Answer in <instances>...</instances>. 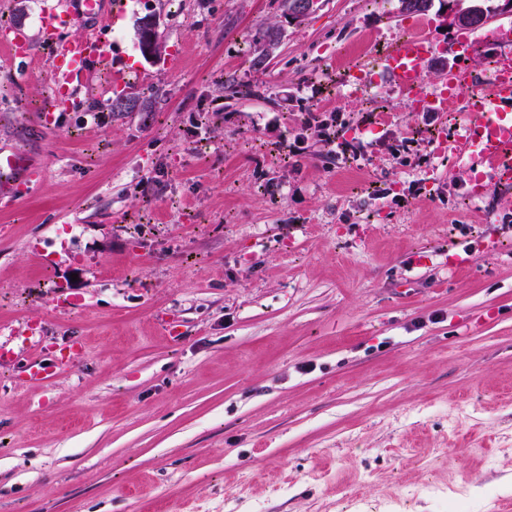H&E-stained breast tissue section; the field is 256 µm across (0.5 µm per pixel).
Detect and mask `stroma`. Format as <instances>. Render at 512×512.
<instances>
[{
	"instance_id": "1",
	"label": "stroma",
	"mask_w": 512,
	"mask_h": 512,
	"mask_svg": "<svg viewBox=\"0 0 512 512\" xmlns=\"http://www.w3.org/2000/svg\"><path fill=\"white\" fill-rule=\"evenodd\" d=\"M68 2L0 0L35 38L0 43V148L42 167L0 208V512H512V185L441 153L456 113L378 72L371 97L339 90L420 22L434 86L461 60L450 10L125 0L98 34L117 78L92 69L46 126L37 35ZM149 12L158 62L137 49ZM258 25L282 34L259 71ZM510 26L471 30L478 75ZM122 91L153 111L113 112ZM309 108L343 122L307 128ZM343 139L365 153L331 159ZM26 321L50 350L85 344L46 387Z\"/></svg>"
}]
</instances>
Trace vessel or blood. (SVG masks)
Returning <instances> with one entry per match:
<instances>
[{
    "label": "vessel or blood",
    "mask_w": 512,
    "mask_h": 512,
    "mask_svg": "<svg viewBox=\"0 0 512 512\" xmlns=\"http://www.w3.org/2000/svg\"><path fill=\"white\" fill-rule=\"evenodd\" d=\"M93 21L102 28L109 20L102 0H74L68 10L46 15L43 30L56 47L54 69L56 89L84 82L85 66L90 59L108 62L105 45L96 38L69 37L74 22ZM435 50V42L425 28L408 29L386 51L381 69L391 86L412 105L441 113L456 107L466 99L462 131L444 143L445 150L459 158H468L480 166L489 167L498 180L512 184V51H503L495 59L496 78L487 88H479L473 71L465 65L449 68L438 87L425 90L422 65ZM40 171L35 161L16 150L0 149V193L25 189ZM83 350L81 341L74 340L65 353L31 359L25 366L30 380L47 384L61 372L73 367Z\"/></svg>",
    "instance_id": "vessel-or-blood-1"
}]
</instances>
